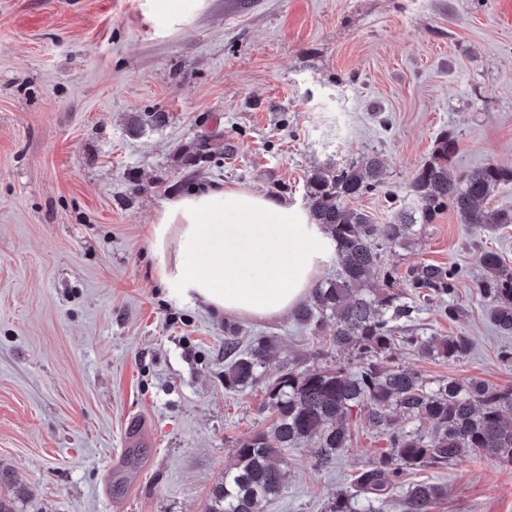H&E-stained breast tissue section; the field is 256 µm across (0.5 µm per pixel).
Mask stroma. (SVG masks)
Listing matches in <instances>:
<instances>
[{"label":"stroma","instance_id":"35a3bbf8","mask_svg":"<svg viewBox=\"0 0 512 512\" xmlns=\"http://www.w3.org/2000/svg\"><path fill=\"white\" fill-rule=\"evenodd\" d=\"M445 131L454 170L512 167V30L493 0H204L183 21L151 0H0V499L13 512H206L236 448L271 420L264 386L224 385L231 320L161 276L174 264L151 235L164 202L206 184L304 209L314 167L373 154L385 183L350 204L385 224ZM485 250L512 266V225L445 209L387 255L467 271L463 316L434 309L420 325L471 336L470 355L395 353L427 380L512 385L499 359L512 336L474 293ZM231 322L272 339L265 378L325 362L294 315ZM135 416L147 438L130 449ZM351 430L328 469L290 450L267 512H325L384 446L363 418ZM437 479L448 497L434 512H512L511 466L404 477Z\"/></svg>","mask_w":512,"mask_h":512}]
</instances>
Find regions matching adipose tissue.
Segmentation results:
<instances>
[{
    "instance_id": "adipose-tissue-1",
    "label": "adipose tissue",
    "mask_w": 512,
    "mask_h": 512,
    "mask_svg": "<svg viewBox=\"0 0 512 512\" xmlns=\"http://www.w3.org/2000/svg\"><path fill=\"white\" fill-rule=\"evenodd\" d=\"M152 235L158 250L175 252L168 281L215 312L255 320L286 316L305 301L332 247L305 211L232 187L170 197Z\"/></svg>"
}]
</instances>
